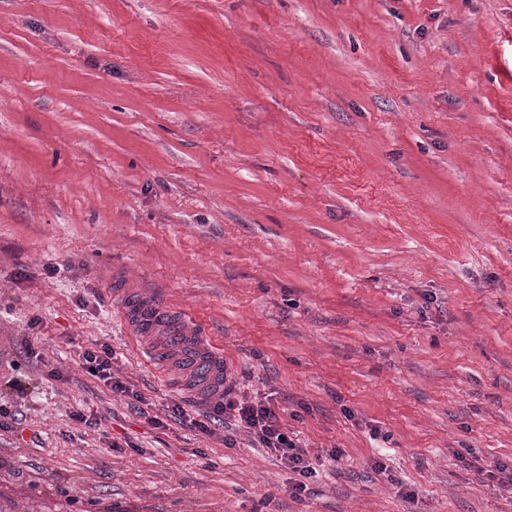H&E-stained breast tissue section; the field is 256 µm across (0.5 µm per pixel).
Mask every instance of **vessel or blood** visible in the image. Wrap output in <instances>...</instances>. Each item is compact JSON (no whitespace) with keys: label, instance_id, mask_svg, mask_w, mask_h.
I'll return each mask as SVG.
<instances>
[{"label":"vessel or blood","instance_id":"vessel-or-blood-1","mask_svg":"<svg viewBox=\"0 0 512 512\" xmlns=\"http://www.w3.org/2000/svg\"><path fill=\"white\" fill-rule=\"evenodd\" d=\"M119 312L130 335L168 336L199 383L211 384L222 378V355L198 338L196 325L186 317L173 314L157 300L127 285L121 290Z\"/></svg>","mask_w":512,"mask_h":512}]
</instances>
